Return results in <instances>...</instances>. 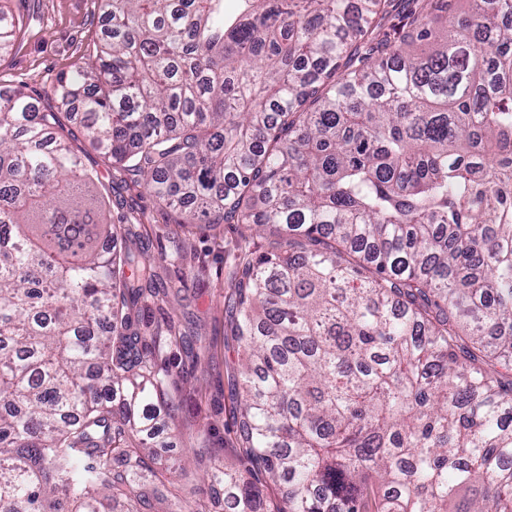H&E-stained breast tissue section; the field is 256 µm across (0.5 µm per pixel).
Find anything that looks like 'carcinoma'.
Masks as SVG:
<instances>
[{"mask_svg":"<svg viewBox=\"0 0 512 512\" xmlns=\"http://www.w3.org/2000/svg\"><path fill=\"white\" fill-rule=\"evenodd\" d=\"M100 0L56 109L0 94V512H215L168 496L154 261L60 134L236 255L232 512H512V0ZM0 5V56L24 35ZM125 476L109 480L113 465Z\"/></svg>","mask_w":512,"mask_h":512,"instance_id":"carcinoma-1","label":"carcinoma"}]
</instances>
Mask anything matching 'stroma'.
<instances>
[{
  "instance_id": "stroma-1",
  "label": "stroma",
  "mask_w": 512,
  "mask_h": 512,
  "mask_svg": "<svg viewBox=\"0 0 512 512\" xmlns=\"http://www.w3.org/2000/svg\"><path fill=\"white\" fill-rule=\"evenodd\" d=\"M8 6L24 16L28 28L19 46L0 58V90L22 85L40 106H48L56 80L96 50L103 29L96 0H9ZM65 133L81 148L86 168L99 175L109 222L134 231L159 264L156 296L139 313L142 349L153 351L157 327L172 326L177 340L164 346L163 356L168 393L178 410L167 431L174 448L184 450L191 474L181 493L193 498L211 459L239 469L248 465L231 395L238 364L231 336L230 255L244 242L266 250L271 238L257 236L245 224L184 223L179 212L160 205L94 150L78 124H66Z\"/></svg>"
}]
</instances>
